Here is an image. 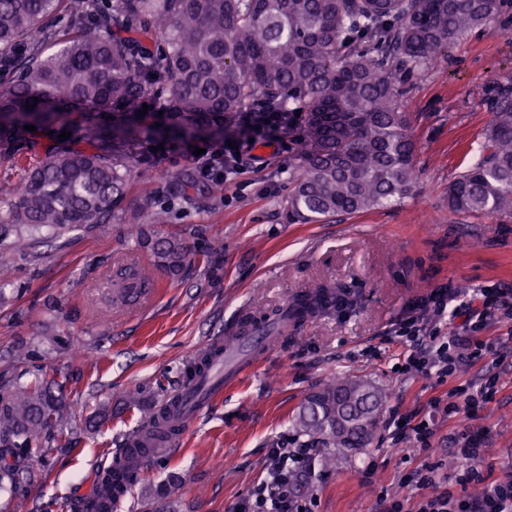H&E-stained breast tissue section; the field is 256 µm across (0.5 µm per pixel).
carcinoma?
I'll use <instances>...</instances> for the list:
<instances>
[{
    "instance_id": "1",
    "label": "carcinoma",
    "mask_w": 512,
    "mask_h": 512,
    "mask_svg": "<svg viewBox=\"0 0 512 512\" xmlns=\"http://www.w3.org/2000/svg\"><path fill=\"white\" fill-rule=\"evenodd\" d=\"M67 2L62 38L52 18ZM498 0H0V51L10 52L12 79L0 88V156L24 153V126L56 135L27 172L1 224L62 231L109 224L132 174L160 163L134 147L161 131L205 130L215 143L246 111L288 112L298 166L288 172L290 224L318 223L400 200L415 178V142L400 85L445 56L465 32L494 15ZM153 111L137 116L142 105ZM71 136L59 139L62 131ZM454 214L512 216V92L501 87L478 160L448 184ZM148 224L168 213L141 207ZM151 261L119 269L120 294L176 275L188 250L176 238L149 243ZM356 298L341 285L321 284L288 302L300 324ZM201 350L184 372L189 386L209 364ZM363 414L366 426L336 435V394ZM382 393L359 380L333 378L309 395L297 432L312 444L362 448L378 425ZM65 408L47 387L22 386L0 399V491L15 481L13 449L26 473L41 474L44 443L61 426ZM171 417L144 413L126 441V471L137 480L139 440L178 435ZM123 485L108 471L95 495L73 512H114Z\"/></svg>"
}]
</instances>
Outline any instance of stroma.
Wrapping results in <instances>:
<instances>
[{
    "instance_id": "1",
    "label": "stroma",
    "mask_w": 512,
    "mask_h": 512,
    "mask_svg": "<svg viewBox=\"0 0 512 512\" xmlns=\"http://www.w3.org/2000/svg\"><path fill=\"white\" fill-rule=\"evenodd\" d=\"M512 77V0L466 32L446 58L404 85L408 130L416 144L412 194L385 207L326 222L285 218L297 160L290 141L246 151L233 193L203 177L181 151L133 174L110 224L33 234L23 225L0 234V395L37 380L61 387L66 419L46 444L44 475L19 474L0 491V512H64L92 492V474L183 381L186 365L213 337L229 336L246 316L282 308L320 283L346 286L354 310L310 320L276 343L240 383L182 429L171 454L146 461L119 512H233L270 479L271 448L308 446L292 420L331 376L368 382L385 398L379 425L362 448L331 454L308 446L314 468L297 492L299 512H378L401 494L405 475L433 468L421 496L463 495L456 437L483 433L480 476L512 474V342L505 357L459 368V382L498 385L475 417L439 420L432 448L392 441L393 414L426 412L442 392L436 375L404 374L406 349L395 329L418 316L433 290L467 296L494 288L512 299V218L449 212L448 184L479 157L498 83ZM182 173L191 186L169 180ZM168 212L164 224L132 221L143 204ZM177 236L189 257L176 277L155 276L147 307L121 300L110 281L122 264H148L140 236ZM222 250H212V242ZM138 406H130L129 395ZM176 483L158 498L148 488Z\"/></svg>"
}]
</instances>
